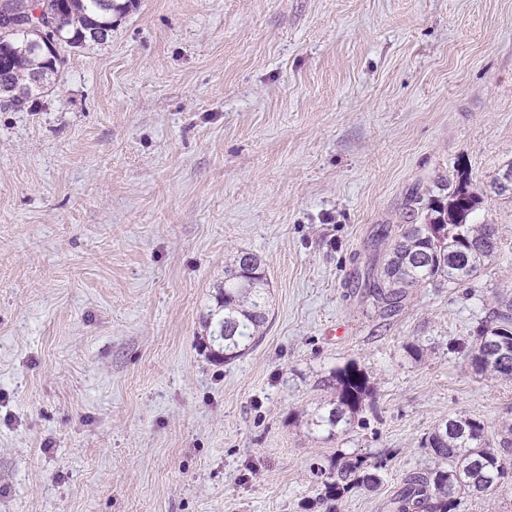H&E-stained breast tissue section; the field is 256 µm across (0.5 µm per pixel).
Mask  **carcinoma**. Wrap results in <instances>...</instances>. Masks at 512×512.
<instances>
[{
    "label": "carcinoma",
    "instance_id": "cac0c4a2",
    "mask_svg": "<svg viewBox=\"0 0 512 512\" xmlns=\"http://www.w3.org/2000/svg\"><path fill=\"white\" fill-rule=\"evenodd\" d=\"M21 0H0V40L14 48L13 62L0 70V88L23 86L24 103L53 91L48 80L30 82L37 65L28 49L30 36L13 26L14 11ZM33 8L46 5L58 15L54 37L71 49L84 46L83 34L90 28L112 32V14L122 10L117 0H28ZM480 198L464 182L445 199H431L424 222L405 224L392 244L388 258L373 275V298L386 312L395 311L406 291L441 279L453 284L471 280L499 248L493 224H469ZM268 281L260 259L239 251L224 269V289L208 311L209 335L203 344L208 356L219 363L243 356L264 335L269 313L266 300ZM471 365L480 373L512 380V302L493 311V324L478 335V347ZM336 400L315 413L312 425L331 439L341 425H349L368 396L365 374L353 365L340 369L334 379ZM434 465L404 479L390 500L391 512H459L463 495H486L512 479V442L501 449L485 439V425L471 417L450 418L438 423L425 438ZM383 463L368 456L338 453L328 464L318 463L313 475L324 497L338 500L355 488L373 491L380 487Z\"/></svg>",
    "mask_w": 512,
    "mask_h": 512
}]
</instances>
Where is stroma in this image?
Here are the masks:
<instances>
[{"label":"stroma","instance_id":"obj_1","mask_svg":"<svg viewBox=\"0 0 512 512\" xmlns=\"http://www.w3.org/2000/svg\"><path fill=\"white\" fill-rule=\"evenodd\" d=\"M65 57L0 106V512H327L336 453L385 464L336 512H389L438 422L512 439V380L467 360L512 288V0H133ZM462 180L498 252L386 316L370 268ZM241 250L271 321L222 364L199 339ZM332 385L336 388V401L330 402L328 408L318 410L312 419L315 429L331 439L340 425H350L368 396L365 374L356 366L348 365L334 376Z\"/></svg>","mask_w":512,"mask_h":512}]
</instances>
